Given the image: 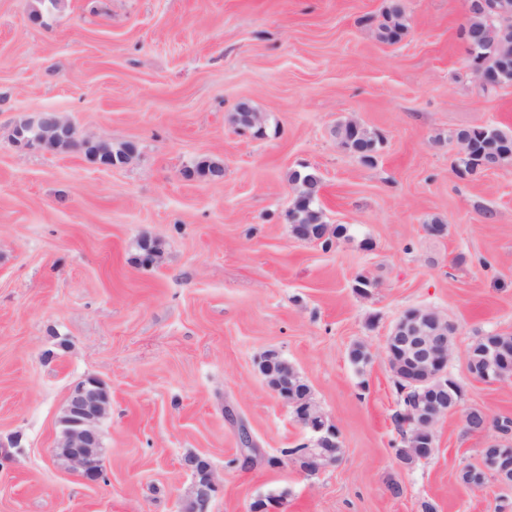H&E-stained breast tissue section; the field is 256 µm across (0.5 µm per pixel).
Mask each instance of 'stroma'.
<instances>
[{
  "mask_svg": "<svg viewBox=\"0 0 512 512\" xmlns=\"http://www.w3.org/2000/svg\"><path fill=\"white\" fill-rule=\"evenodd\" d=\"M388 3L64 0L35 23L37 0H0V512H176L190 453L221 484L208 512L272 494L275 512H512V487L458 479L512 419V379L476 380L466 359L483 334L512 335V167L454 169L456 131L512 130V85L483 88L470 68L467 0H402L395 43L374 24ZM243 102L261 132L234 124ZM42 111L137 154L102 169L76 148L19 150L17 119ZM347 118L379 135L373 163L340 146ZM203 158L222 180L189 177ZM304 169L323 182L325 224L348 228L328 247L290 232L288 176ZM419 307L454 326L463 395L409 467L384 345ZM271 351L339 429L336 465L285 459L313 435L266 386ZM88 377L112 397L95 485L52 457ZM472 408L487 431L467 428Z\"/></svg>",
  "mask_w": 512,
  "mask_h": 512,
  "instance_id": "35a3bbf8",
  "label": "stroma"
}]
</instances>
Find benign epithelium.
<instances>
[{
  "mask_svg": "<svg viewBox=\"0 0 512 512\" xmlns=\"http://www.w3.org/2000/svg\"><path fill=\"white\" fill-rule=\"evenodd\" d=\"M34 136L18 134L17 146L25 150H56L74 135L71 123L58 112H36L28 117ZM448 320L429 308L405 312L387 337L384 352L392 369L412 367L416 379L410 386L415 402L406 410L402 447L425 448V453H412V460H425L436 450L434 428L436 421L457 410L437 404V397L448 388ZM502 360L499 350L491 348L483 359L481 371L471 370L474 378L495 383L502 380L497 363ZM263 375L268 387L289 406L295 419L316 437L314 446L306 449L299 467L309 473L338 462L341 434L335 424L328 422L310 394L297 393L296 369L279 354L271 352L264 358ZM111 408L110 395L102 381L89 377L70 392L60 419L61 432L53 457L55 461L77 473L85 482L102 480V440L100 426ZM501 437L490 441L481 450V469L493 473L503 485L512 484V424H497ZM183 469L191 475V486L181 498L177 512H207L208 505L220 488L209 463L200 454L183 459Z\"/></svg>",
  "mask_w": 512,
  "mask_h": 512,
  "instance_id": "obj_1",
  "label": "benign epithelium"
}]
</instances>
